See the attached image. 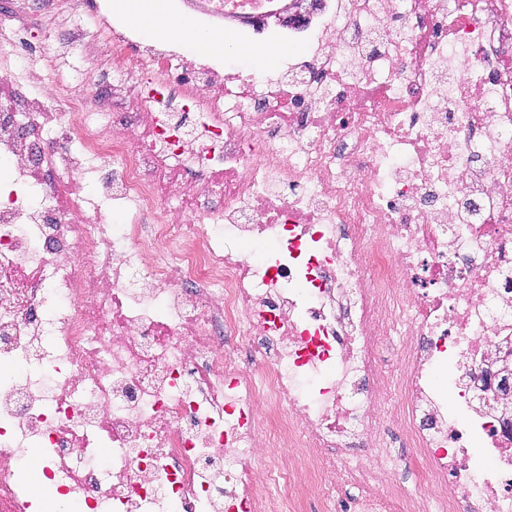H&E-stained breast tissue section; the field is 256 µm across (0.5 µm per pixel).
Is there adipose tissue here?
I'll list each match as a JSON object with an SVG mask.
<instances>
[{"mask_svg":"<svg viewBox=\"0 0 512 512\" xmlns=\"http://www.w3.org/2000/svg\"><path fill=\"white\" fill-rule=\"evenodd\" d=\"M142 31L152 37L175 36L191 48L206 54L218 55L231 48L232 42L220 31H202L190 21L163 12L160 0H118Z\"/></svg>","mask_w":512,"mask_h":512,"instance_id":"obj_1","label":"adipose tissue"}]
</instances>
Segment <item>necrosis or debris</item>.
<instances>
[{"label": "necrosis or debris", "mask_w": 512, "mask_h": 512, "mask_svg": "<svg viewBox=\"0 0 512 512\" xmlns=\"http://www.w3.org/2000/svg\"><path fill=\"white\" fill-rule=\"evenodd\" d=\"M184 4L231 32L288 9ZM55 19L18 71L27 28L0 11V512H32L29 448L82 512H288L312 477L325 512H392L384 419L425 474L407 512H512L495 406L512 364V0H325L291 28L317 46L285 82L103 15ZM63 37L101 48L121 96L95 61L60 79ZM340 466L359 486L346 502Z\"/></svg>", "instance_id": "obj_1"}]
</instances>
